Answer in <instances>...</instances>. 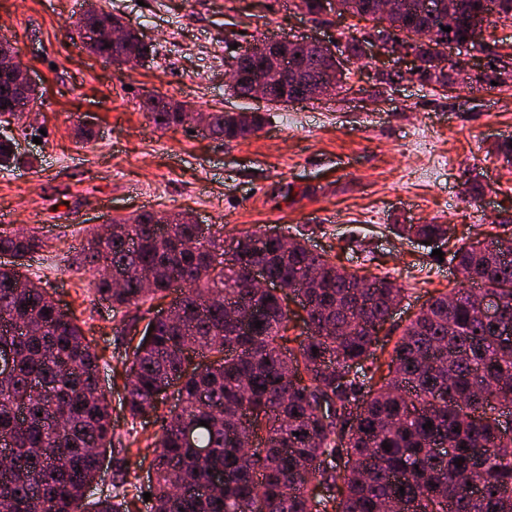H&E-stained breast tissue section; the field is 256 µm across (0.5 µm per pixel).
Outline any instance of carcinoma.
<instances>
[{
    "label": "carcinoma",
    "mask_w": 512,
    "mask_h": 512,
    "mask_svg": "<svg viewBox=\"0 0 512 512\" xmlns=\"http://www.w3.org/2000/svg\"><path fill=\"white\" fill-rule=\"evenodd\" d=\"M420 2L406 0L387 32L430 30L451 11L454 26L438 34L473 47V17L512 20V0H430L431 9ZM438 45L414 43L418 70L379 82L458 81ZM145 51L154 49L133 27L122 46L98 47L115 66ZM295 53L309 80L327 75L321 55ZM493 81H512V71L495 70L476 88L491 90ZM38 98V89L19 92L0 75V114L16 116ZM182 106L154 96L148 117L160 130L184 126L191 113ZM208 119L209 134L227 141L248 139L265 122L258 112ZM398 231L433 245L451 236L450 225L436 222ZM46 247L34 231L0 226V254L14 257L0 265V449L9 450L0 512H130L115 496L94 498L101 469L94 449L112 447L113 436L98 355L76 318L21 272ZM450 262L469 287L423 306L382 363L373 348L402 298L387 275L359 276L302 240L285 248L260 229L233 236L229 253L187 213L169 222L149 212L114 219L106 238L91 230L75 271L106 264L127 275L123 288L97 278L99 300L138 309L179 291L169 303L175 317L149 319L125 369L126 411L160 422L147 444L151 512H310L318 487L335 489L318 498L322 512H512V434L502 421L512 413V337L479 319L470 289L501 299L500 322L512 325V237L477 238ZM255 269L300 294L306 316L298 335H289L288 294L250 287ZM191 351L213 360L193 368ZM175 384L179 406L161 415ZM323 402L333 416L321 413ZM185 424L196 425L193 446L182 437ZM254 438L257 455L242 459L240 445ZM198 448L210 449L206 461Z\"/></svg>",
    "instance_id": "carcinoma-1"
}]
</instances>
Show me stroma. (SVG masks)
I'll return each mask as SVG.
<instances>
[{
    "label": "stroma",
    "instance_id": "1",
    "mask_svg": "<svg viewBox=\"0 0 512 512\" xmlns=\"http://www.w3.org/2000/svg\"><path fill=\"white\" fill-rule=\"evenodd\" d=\"M86 5L0 0V38L20 48L41 91L32 110L11 121L19 148L10 170L0 172V213L11 228L47 239L27 270L78 317L101 357L114 447L96 492L149 512L147 469L129 475L125 468L157 426L131 419L113 384L134 347L123 326L146 312L100 305L91 275L70 267L88 230L110 217L186 211L224 237L258 227L307 238L336 264L361 276L388 275L402 288L375 345L376 357L387 360L409 317L458 281L454 265L396 236L392 225L434 220L466 241L512 235V167L495 154L512 138V83L442 96L404 81L373 108L375 66L355 60L347 91L276 109L229 96L231 44L313 34L341 41L353 31L348 17L318 21L288 0H93L156 47L144 65L119 69L70 39ZM154 94L200 111L260 112L267 122L237 141L187 125L158 130L144 108ZM81 125L92 127V138L77 136ZM467 178L479 186L477 199L463 198Z\"/></svg>",
    "mask_w": 512,
    "mask_h": 512
}]
</instances>
